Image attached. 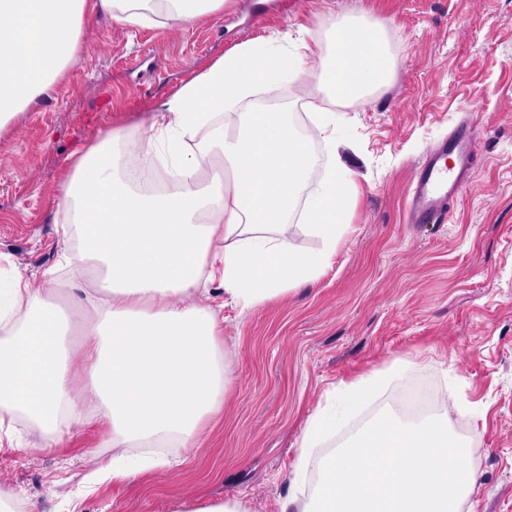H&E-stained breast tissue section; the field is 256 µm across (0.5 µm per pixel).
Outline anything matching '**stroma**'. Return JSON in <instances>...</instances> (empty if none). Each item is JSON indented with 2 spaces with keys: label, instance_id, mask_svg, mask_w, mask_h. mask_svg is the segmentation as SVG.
Instances as JSON below:
<instances>
[{
  "label": "stroma",
  "instance_id": "1",
  "mask_svg": "<svg viewBox=\"0 0 512 512\" xmlns=\"http://www.w3.org/2000/svg\"><path fill=\"white\" fill-rule=\"evenodd\" d=\"M350 17L383 24L395 67L372 98L333 106L335 149L310 144L311 183L337 160L357 189L335 264L315 286L254 309L225 306L224 413L206 422L201 447L168 449L164 470L93 475L86 454L107 429L48 448L15 414L0 431V490L21 493L24 512H175L229 498L279 512L308 418L342 384L397 361L410 370L374 398L379 413L398 414L411 392L456 387L470 410L455 431L476 448L478 479L464 512H512V0H226L174 30L97 17L55 93L0 133V278L18 270L38 286L57 268L54 301L73 308L80 292L59 267L56 212L71 155L111 128L136 135L245 42L285 33L321 42ZM316 85L309 76L257 87L243 104L278 106L302 133ZM464 120L476 150L470 185L445 222L410 223L419 161Z\"/></svg>",
  "mask_w": 512,
  "mask_h": 512
}]
</instances>
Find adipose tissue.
I'll return each instance as SVG.
<instances>
[{
	"mask_svg": "<svg viewBox=\"0 0 512 512\" xmlns=\"http://www.w3.org/2000/svg\"><path fill=\"white\" fill-rule=\"evenodd\" d=\"M224 0H0V131L50 98L82 48L88 17L130 26L186 27ZM393 57L380 24L341 23L329 46L281 37L251 41L196 75L145 122L132 143L110 130L72 156L57 195L74 280L86 282L72 323L83 344L65 359L53 302L22 273L0 284V414L39 424L46 446L73 428L106 426L112 475L143 464L138 448H193L224 408V306L250 309L319 281L336 260L355 193L347 167L303 194L316 164L306 137L281 112L236 111L255 85L299 82L314 71L323 97L364 100L385 87ZM207 137L197 151L188 142ZM153 159V190L128 170ZM318 238L307 253L293 227ZM220 281L223 296L210 283ZM88 380L74 387L71 364ZM382 380L346 386L307 422L294 477L324 435L356 413ZM471 444L442 416H384L323 459L312 500L289 493L279 512H459L476 490Z\"/></svg>",
	"mask_w": 512,
	"mask_h": 512,
	"instance_id": "1",
	"label": "adipose tissue"
}]
</instances>
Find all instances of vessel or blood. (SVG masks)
<instances>
[{"mask_svg": "<svg viewBox=\"0 0 512 512\" xmlns=\"http://www.w3.org/2000/svg\"><path fill=\"white\" fill-rule=\"evenodd\" d=\"M473 132L459 124L447 140L434 145L417 167L410 214L417 224L436 223L448 215L451 201L466 190L474 172Z\"/></svg>", "mask_w": 512, "mask_h": 512, "instance_id": "obj_1", "label": "vessel or blood"}]
</instances>
